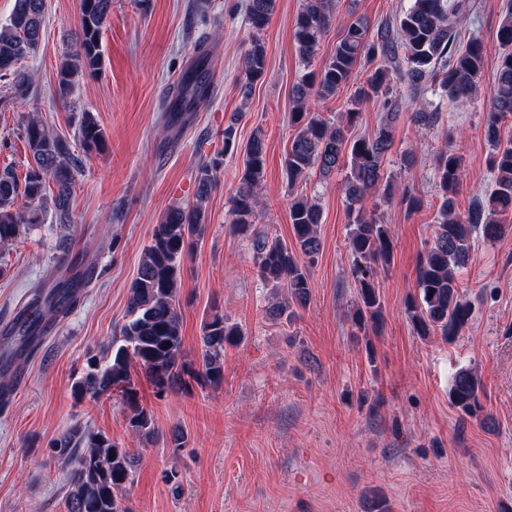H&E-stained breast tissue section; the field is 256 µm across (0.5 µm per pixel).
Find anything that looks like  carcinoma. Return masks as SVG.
Wrapping results in <instances>:
<instances>
[{"mask_svg": "<svg viewBox=\"0 0 512 512\" xmlns=\"http://www.w3.org/2000/svg\"><path fill=\"white\" fill-rule=\"evenodd\" d=\"M274 4L275 0H247L246 22L253 39L243 62L245 98L265 73L261 32L270 23ZM111 7L112 0H80V36L76 46L61 57L56 74V96L61 101L73 98L81 77L103 70L102 34ZM474 9L473 0H410L399 17L381 24L374 32L362 16L349 13L338 17L336 0H304L296 15L294 42L308 70L291 89L293 109L288 122L294 127V137L283 165L291 186L314 171L327 177L336 170H347L344 194L351 216L350 276L357 297L352 321L361 330L368 325L376 327L382 318L383 302L377 284L394 250L390 225L375 213L366 212L365 201L379 193L386 199L400 197L411 211L421 208L422 201L411 188L385 176L383 163L393 146L394 123L409 103L430 91L457 102L471 100L477 93L486 45L475 34L464 44L458 41L462 23ZM44 19L45 0H15L9 23L0 27V78L11 79L18 95L28 91V76L21 66L38 46ZM333 24L340 30L334 52L321 68L313 69L311 61L320 39ZM496 39L498 66L486 119V136L493 146L489 165L496 173L494 187L485 200L472 205L467 214H460L456 196L463 155L452 148L436 155L439 217L428 247L416 263L417 292L404 302L407 318L422 338L438 336L450 343L462 333L474 312L460 291L459 278L472 260V236L478 232L494 240L512 228V139L503 142L498 135L501 122L512 117V3L506 8ZM206 65L207 58L201 52L196 66L178 80L165 107L169 122L210 102ZM360 68L369 75L338 122L327 121L312 111L310 102L335 97ZM399 84L406 92L397 90ZM367 101L378 102L386 117L372 135L353 137L351 128ZM409 118L419 125L434 126L441 113L421 105L409 113ZM76 131L85 153L99 152L104 147V132L90 112L84 110L78 116ZM236 134L235 123L225 126L224 151L198 167L196 203L170 207L155 225L129 288L128 320L122 324L119 339L112 341L111 353L89 357L86 372L73 385L78 396L121 391L128 430L137 438L149 439L157 430L152 415L139 403L132 364L139 365L152 380L159 396L185 390L193 381L217 388L224 383V351L242 336L238 325L216 310L203 324L199 362L184 359L178 300L181 262L203 235L202 206L216 183L223 156L238 152ZM22 137L29 152L24 179L11 168L0 170V249L11 246L24 225L43 223L49 181L56 187L51 198L55 221H70L76 163L68 141L36 116L25 120ZM265 161L266 143L258 131L244 148L229 224L234 234L250 241L259 279L273 291L282 289L287 294V300L269 308V314L277 318L288 311L289 304L304 308L310 301V267L321 250V209L306 194L292 196L291 245L257 228L260 201L255 188L263 179ZM21 196L27 199L24 210L15 207ZM73 301L70 289L56 292L35 319L20 321L8 332L30 348L39 338L41 324L55 320ZM482 390L481 375L474 368L463 367L453 374L448 395L461 419L480 415ZM51 448L64 464L63 478L70 488L67 512H127L122 501L134 483L137 465L131 449L80 424L70 426L54 439Z\"/></svg>", "mask_w": 512, "mask_h": 512, "instance_id": "1", "label": "carcinoma"}]
</instances>
